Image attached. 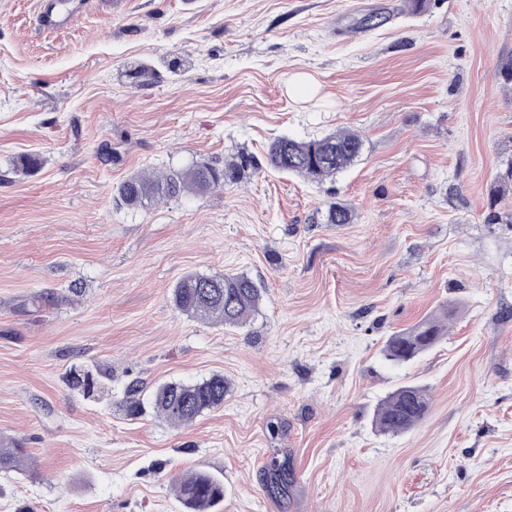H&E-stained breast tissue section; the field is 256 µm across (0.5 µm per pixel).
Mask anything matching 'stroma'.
I'll list each match as a JSON object with an SVG mask.
<instances>
[{
  "mask_svg": "<svg viewBox=\"0 0 512 512\" xmlns=\"http://www.w3.org/2000/svg\"><path fill=\"white\" fill-rule=\"evenodd\" d=\"M82 0L43 29L0 0V512H182L173 488L224 481L217 512H512V224L484 221L512 156V0ZM382 26L362 28L368 15ZM307 82L289 92L292 76ZM357 131L335 182L268 171L134 210L117 188L275 138ZM35 155L37 169H17ZM350 224H328L329 205ZM266 290L246 325L175 309L189 273ZM420 358L383 347L440 308ZM100 382L70 389V369ZM224 375L222 408L174 426L123 391ZM426 418L378 432L395 387ZM293 485L265 489L272 454ZM429 408L430 398L425 388L404 384L382 400L374 415V426L383 433H402L421 422ZM25 458V448L15 440H0V472L18 469Z\"/></svg>",
  "mask_w": 512,
  "mask_h": 512,
  "instance_id": "stroma-1",
  "label": "stroma"
}]
</instances>
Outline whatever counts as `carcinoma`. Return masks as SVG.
Masks as SVG:
<instances>
[{
    "instance_id": "carcinoma-1",
    "label": "carcinoma",
    "mask_w": 512,
    "mask_h": 512,
    "mask_svg": "<svg viewBox=\"0 0 512 512\" xmlns=\"http://www.w3.org/2000/svg\"><path fill=\"white\" fill-rule=\"evenodd\" d=\"M362 149V137L349 130L310 140L280 136L271 141L262 160L241 152L224 160L222 166L204 160L186 168L143 171L122 182L118 194L128 207L144 208L156 200L175 198L186 192L204 195L221 190L264 167L322 184L335 180L338 173L356 161ZM494 189L501 197L512 191V161L497 170ZM326 221L350 224L353 211L345 203L333 204ZM263 293L264 289L244 272L222 276L192 273L177 283L172 300L176 309L198 321L235 327L245 324L258 312ZM443 336L441 320L426 318L390 336L383 354L393 363L405 364L435 347ZM228 393L229 383L224 375L214 374L192 384L161 383L153 389L152 405L167 422L186 425L204 412L224 406ZM429 408L430 398L425 388L404 384L382 400L374 415V426L383 433H402L421 422ZM24 458L25 448L20 442L0 440V472L19 468ZM275 462L273 458L267 464L269 491L274 495L284 494L291 486L290 466L286 458L278 466ZM176 494L185 512H211L224 500V480L198 472L179 479Z\"/></svg>"
}]
</instances>
